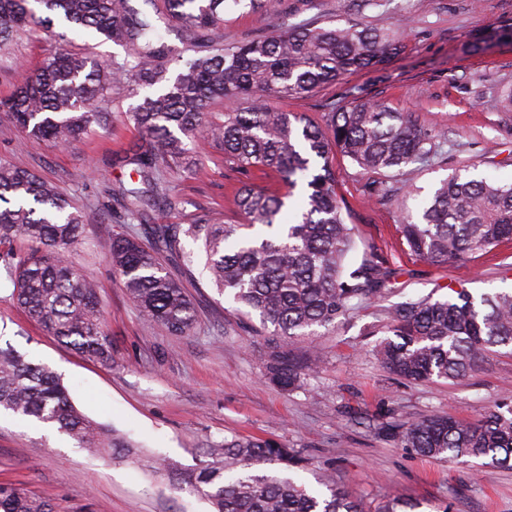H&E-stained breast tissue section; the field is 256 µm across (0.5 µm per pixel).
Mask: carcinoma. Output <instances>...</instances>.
I'll use <instances>...</instances> for the list:
<instances>
[{
    "instance_id": "cac0c4a2",
    "label": "carcinoma",
    "mask_w": 512,
    "mask_h": 512,
    "mask_svg": "<svg viewBox=\"0 0 512 512\" xmlns=\"http://www.w3.org/2000/svg\"><path fill=\"white\" fill-rule=\"evenodd\" d=\"M58 13L80 33H96L133 47L119 62L66 51L44 59L32 77L0 105L15 126L35 141L70 144L106 129L112 84L132 80L149 88L129 121L142 143L122 157L141 187L119 185L108 195L117 218L130 231L112 237L108 264L133 305L171 334L191 333L195 299L177 270L192 264L182 240L202 244L217 292L256 316L273 336L268 375L283 389H296L317 373L311 349L319 329L355 314L359 305L384 299L396 289L397 271L365 253L346 263L356 248V228L344 215L336 186L338 152L368 175L363 196L400 211L398 232L407 254L432 265L462 264L512 241V182L456 171L440 181L418 213L407 206L413 188L403 181L409 167H432L446 153L448 134L423 126L414 112H393L384 103L356 97L314 120L304 113L271 108L268 98L306 96L340 77L385 62L403 33L334 19L290 24L284 19L267 37L224 47V0H164L152 20L130 0H0V50L23 31L46 27L30 2ZM179 29L194 56L174 79L167 78L172 48L166 35ZM512 41V23H490L473 39L476 50ZM224 104V120L209 121V107ZM200 137L224 152L226 166L248 173L272 171L288 187L280 196L245 183L236 204L247 224H148L141 211L149 196L167 199L168 176L195 173L197 159L184 142ZM300 190L302 212L293 224L277 220L285 198ZM81 210L57 186L36 173L0 161V265L9 273L13 298L27 317L75 353L104 367L114 363L96 281L70 253L83 234ZM385 338L373 355L391 374L408 382L468 376L494 349H512V289L474 297L408 299L383 310ZM55 428L89 453L132 459L169 477L172 486L211 506V512H363L352 492L328 474L320 489L300 483L297 452L256 438L224 439L205 448L201 467L182 470L167 458H145L124 437L80 412L61 377L51 368L0 348V411ZM400 445L429 458L476 459L512 468V405L500 403L475 421L451 414L394 422ZM0 512H53L47 500L25 489L0 485Z\"/></svg>"
}]
</instances>
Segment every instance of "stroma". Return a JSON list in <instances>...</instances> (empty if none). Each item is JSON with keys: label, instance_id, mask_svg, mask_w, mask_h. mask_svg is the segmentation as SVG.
<instances>
[{"label": "stroma", "instance_id": "stroma-1", "mask_svg": "<svg viewBox=\"0 0 512 512\" xmlns=\"http://www.w3.org/2000/svg\"><path fill=\"white\" fill-rule=\"evenodd\" d=\"M285 11L296 22L332 17L395 28L405 38L384 64L345 75L311 95L276 100L278 109L313 116L327 104L340 107L360 96L416 113L423 125L446 131L464 147L449 151L438 166L409 174L423 200L464 164L512 182V114L499 105L502 87L512 86V43L470 48L484 25L512 19V0H272L261 13L230 2L224 10L225 43L272 34ZM60 45L55 30L43 29L20 34L0 52V100ZM137 101L130 85L113 86L110 129L68 146L29 139L0 111V159L55 182L85 213V234L71 259L99 284L115 363L106 368L85 359L29 322L1 269L0 347L49 366L80 411L184 468L201 463L209 442L270 438L305 458L298 476L306 486H315L319 473L332 472L366 512L395 497L420 502L424 512L438 506L449 512H512V470L473 459L422 458L401 447L390 428L397 420L448 412L480 419L502 396H512V352L491 354L465 378L417 384L390 374L369 354L381 314L391 304L444 299L454 288L474 294L512 288V243L466 264L414 260L397 243L395 207L364 199V175L348 159L335 157L338 189L357 233L349 260L360 263L365 251L374 250L398 269L400 287L386 299L363 303L349 321L321 336L317 376L301 389L282 390L262 376L269 354L264 338L245 332L232 301L211 288L198 243L183 241L194 261L182 279L198 303V323L184 336L144 321L107 263L112 235L126 227L113 221L105 188L132 174L117 156L141 140L125 117ZM192 148L203 158L201 172L176 177L167 202L149 209L150 222L187 224L201 216L244 223L232 191L247 173L226 167L216 148L198 142ZM0 483L50 500L55 512L209 509L130 460L94 457L55 430L6 413H0Z\"/></svg>", "mask_w": 512, "mask_h": 512}]
</instances>
